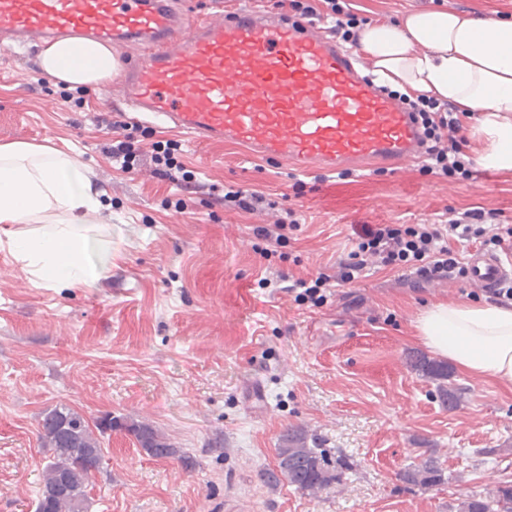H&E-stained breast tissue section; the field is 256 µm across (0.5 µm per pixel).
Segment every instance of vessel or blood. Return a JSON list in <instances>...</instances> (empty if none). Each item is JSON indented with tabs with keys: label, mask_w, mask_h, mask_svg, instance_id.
<instances>
[{
	"label": "vessel or blood",
	"mask_w": 512,
	"mask_h": 512,
	"mask_svg": "<svg viewBox=\"0 0 512 512\" xmlns=\"http://www.w3.org/2000/svg\"><path fill=\"white\" fill-rule=\"evenodd\" d=\"M13 51L57 39L110 42L132 120L241 145L295 171L373 166L423 155L419 122L362 73L314 22L255 9L199 17L174 0H0ZM469 278L485 289L512 265L479 252Z\"/></svg>",
	"instance_id": "b4317fda"
}]
</instances>
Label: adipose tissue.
<instances>
[{
  "label": "adipose tissue",
  "instance_id": "adipose-tissue-1",
  "mask_svg": "<svg viewBox=\"0 0 512 512\" xmlns=\"http://www.w3.org/2000/svg\"><path fill=\"white\" fill-rule=\"evenodd\" d=\"M357 45L376 84L474 113L468 136L479 164L512 170V20L413 11L363 27ZM39 61L71 87L101 85L115 69L111 48L78 38L49 45ZM103 211L87 168L70 155L0 144V249L42 287L97 288L110 269L92 256ZM418 331L459 371L512 384V306L440 303L420 316Z\"/></svg>",
  "mask_w": 512,
  "mask_h": 512
}]
</instances>
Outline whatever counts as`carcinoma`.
<instances>
[{
    "label": "carcinoma",
    "instance_id": "obj_1",
    "mask_svg": "<svg viewBox=\"0 0 512 512\" xmlns=\"http://www.w3.org/2000/svg\"><path fill=\"white\" fill-rule=\"evenodd\" d=\"M412 366L435 379H448V368L437 362L417 358ZM116 430L133 436L151 457L171 458L178 454L167 437L149 424L110 415L91 423L65 406L48 409L39 422V439L42 447L51 452V459L43 471L35 512H81L88 508L87 489L103 470L104 452L95 433ZM350 469L346 459L334 458L326 449L309 444L303 430L289 428L281 435L277 470L264 474V479L275 483L283 477L296 490L313 494L341 484ZM399 479L424 489L440 485L444 481L440 458L427 449L419 462L399 473ZM457 512H512V484L505 482L487 495H465L457 504Z\"/></svg>",
    "mask_w": 512,
    "mask_h": 512
}]
</instances>
